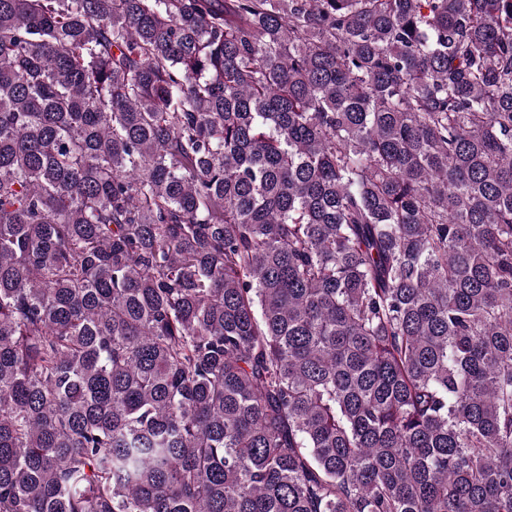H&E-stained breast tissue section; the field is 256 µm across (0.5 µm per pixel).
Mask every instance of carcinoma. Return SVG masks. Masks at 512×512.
<instances>
[{
  "mask_svg": "<svg viewBox=\"0 0 512 512\" xmlns=\"http://www.w3.org/2000/svg\"><path fill=\"white\" fill-rule=\"evenodd\" d=\"M0 512H512V0H0Z\"/></svg>",
  "mask_w": 512,
  "mask_h": 512,
  "instance_id": "carcinoma-1",
  "label": "carcinoma"
}]
</instances>
